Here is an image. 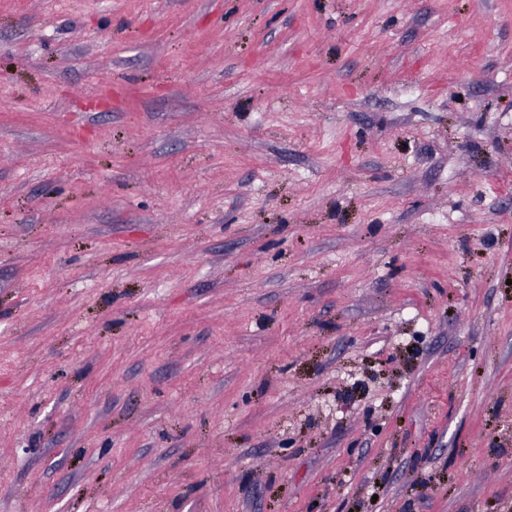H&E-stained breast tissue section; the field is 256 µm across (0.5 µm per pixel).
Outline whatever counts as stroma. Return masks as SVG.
Segmentation results:
<instances>
[{
  "mask_svg": "<svg viewBox=\"0 0 512 512\" xmlns=\"http://www.w3.org/2000/svg\"><path fill=\"white\" fill-rule=\"evenodd\" d=\"M0 512H512V0H0Z\"/></svg>",
  "mask_w": 512,
  "mask_h": 512,
  "instance_id": "obj_1",
  "label": "stroma"
}]
</instances>
